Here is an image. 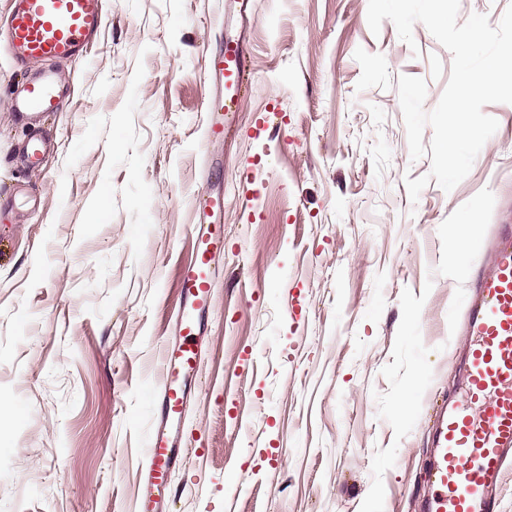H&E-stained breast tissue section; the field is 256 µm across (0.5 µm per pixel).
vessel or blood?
<instances>
[{
    "mask_svg": "<svg viewBox=\"0 0 512 512\" xmlns=\"http://www.w3.org/2000/svg\"><path fill=\"white\" fill-rule=\"evenodd\" d=\"M105 0H21L0 35L24 62L64 61L87 55L105 21ZM247 46L228 38L209 59L223 87L207 107L205 135L220 141L234 129L248 83ZM62 99L55 74L30 78L13 100L14 111H58ZM197 220L190 260L180 269L176 325L181 341L161 353L158 384L148 402L145 484L138 512H162L170 477L181 461L178 435L191 381L197 372L201 317L213 303L212 269L224 254V191L210 186L196 198ZM458 302L466 311V348L460 390L437 411L429 471L431 493L422 512H497L495 495L512 456V224L502 225L487 261Z\"/></svg>",
    "mask_w": 512,
    "mask_h": 512,
    "instance_id": "vessel-or-blood-1",
    "label": "vessel or blood"
}]
</instances>
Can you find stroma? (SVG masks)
<instances>
[{"instance_id": "obj_1", "label": "stroma", "mask_w": 512, "mask_h": 512, "mask_svg": "<svg viewBox=\"0 0 512 512\" xmlns=\"http://www.w3.org/2000/svg\"><path fill=\"white\" fill-rule=\"evenodd\" d=\"M93 50L60 61L65 97L32 129L29 74L0 45V512H134L194 195L224 187V259L199 338L174 512H416L430 427L459 381L473 271L465 220L512 224V104L451 191L411 201L397 92L437 105L452 55L368 0H106ZM243 34L252 85L236 132L203 138L207 58Z\"/></svg>"}]
</instances>
